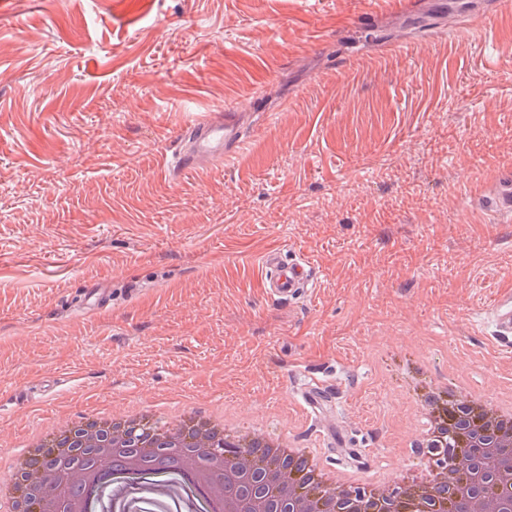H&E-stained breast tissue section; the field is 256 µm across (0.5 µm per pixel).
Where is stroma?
Returning a JSON list of instances; mask_svg holds the SVG:
<instances>
[{
  "label": "stroma",
  "mask_w": 512,
  "mask_h": 512,
  "mask_svg": "<svg viewBox=\"0 0 512 512\" xmlns=\"http://www.w3.org/2000/svg\"><path fill=\"white\" fill-rule=\"evenodd\" d=\"M421 8L0 0V450L101 399L220 404L394 480L419 360L500 397L512 7ZM256 97L235 156L172 172L182 126ZM270 250L305 258L313 292L270 298ZM494 206L501 214H512V176L501 175L496 183Z\"/></svg>",
  "instance_id": "stroma-1"
}]
</instances>
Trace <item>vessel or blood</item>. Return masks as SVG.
<instances>
[{
	"instance_id": "1",
	"label": "vessel or blood",
	"mask_w": 512,
	"mask_h": 512,
	"mask_svg": "<svg viewBox=\"0 0 512 512\" xmlns=\"http://www.w3.org/2000/svg\"><path fill=\"white\" fill-rule=\"evenodd\" d=\"M182 148L177 170L204 168L215 159L232 157L242 146L245 133L236 110H225L203 117L185 127L181 134ZM494 206L499 213L512 214V176L501 175L496 183ZM268 272L267 288L274 298L290 300L308 288L311 267L306 260H284L281 254L264 258ZM494 337L500 345L512 348V300L499 302L492 311Z\"/></svg>"
}]
</instances>
